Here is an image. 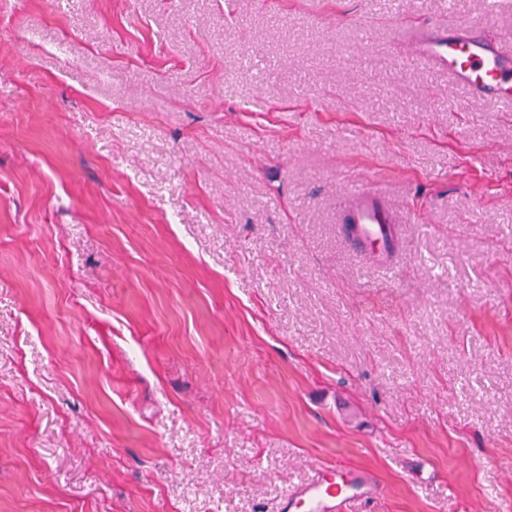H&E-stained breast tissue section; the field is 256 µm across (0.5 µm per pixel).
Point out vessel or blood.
Here are the masks:
<instances>
[{
	"mask_svg": "<svg viewBox=\"0 0 512 512\" xmlns=\"http://www.w3.org/2000/svg\"><path fill=\"white\" fill-rule=\"evenodd\" d=\"M414 51L438 69L447 71L470 98L512 107V43L489 41L469 32L444 33L439 29L411 35ZM349 208L345 223L354 225L355 245L382 252L391 247L392 227L405 223V214L390 209L384 190L371 183L348 184ZM371 475L320 469L317 476L291 492L281 512H352L355 501L378 494Z\"/></svg>",
	"mask_w": 512,
	"mask_h": 512,
	"instance_id": "b4317fda",
	"label": "vessel or blood"
}]
</instances>
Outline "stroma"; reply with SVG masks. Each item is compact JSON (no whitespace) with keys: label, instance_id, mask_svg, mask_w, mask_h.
Masks as SVG:
<instances>
[{"label":"stroma","instance_id":"obj_1","mask_svg":"<svg viewBox=\"0 0 512 512\" xmlns=\"http://www.w3.org/2000/svg\"><path fill=\"white\" fill-rule=\"evenodd\" d=\"M436 26L512 0H0V512H512V108ZM413 50L460 84L472 99L512 107V43L432 29L411 35ZM349 209L344 224L355 225V245L387 252L391 248V224H405L407 215L390 209L385 191L372 183L352 182L347 185ZM378 493L379 483L365 472L321 468L315 478L286 496L281 511L352 512L355 501Z\"/></svg>","mask_w":512,"mask_h":512}]
</instances>
